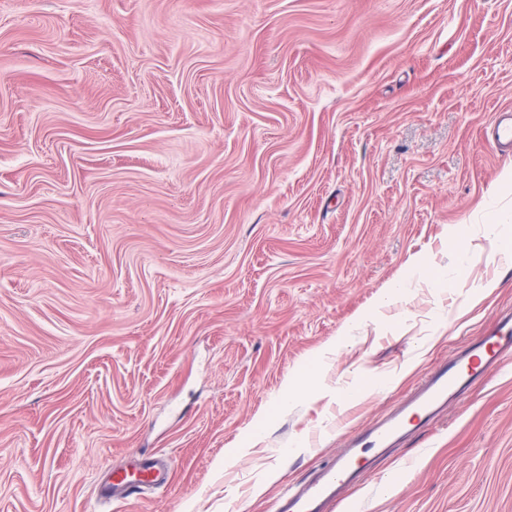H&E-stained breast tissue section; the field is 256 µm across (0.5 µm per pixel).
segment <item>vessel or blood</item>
Instances as JSON below:
<instances>
[{
  "instance_id": "1",
  "label": "vessel or blood",
  "mask_w": 512,
  "mask_h": 512,
  "mask_svg": "<svg viewBox=\"0 0 512 512\" xmlns=\"http://www.w3.org/2000/svg\"><path fill=\"white\" fill-rule=\"evenodd\" d=\"M495 149L512 147V116H501L485 132ZM512 353V325L501 324L488 336L474 341L463 353L450 356L422 379L419 392L407 407L368 429L356 431L347 450L334 463L306 485L287 490L278 512H323L324 505L335 501L337 490L364 478L359 460L372 449L390 447L396 437L408 430L410 421L419 426L431 424L441 408L488 371L507 365ZM172 460L160 454L135 461L130 467L113 471L112 478L99 489L100 500H116L165 486Z\"/></svg>"
}]
</instances>
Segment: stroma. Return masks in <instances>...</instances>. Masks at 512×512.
Returning a JSON list of instances; mask_svg holds the SVG:
<instances>
[{
    "label": "stroma",
    "mask_w": 512,
    "mask_h": 512,
    "mask_svg": "<svg viewBox=\"0 0 512 512\" xmlns=\"http://www.w3.org/2000/svg\"><path fill=\"white\" fill-rule=\"evenodd\" d=\"M508 109L512 0H0V512H275L512 314ZM331 512H512V365ZM488 144L494 149H509L512 147V114L503 115L489 130L485 132ZM172 460L167 455L134 461L121 470H113L112 478L99 489L100 500H116L158 489L167 484Z\"/></svg>",
    "instance_id": "1"
}]
</instances>
